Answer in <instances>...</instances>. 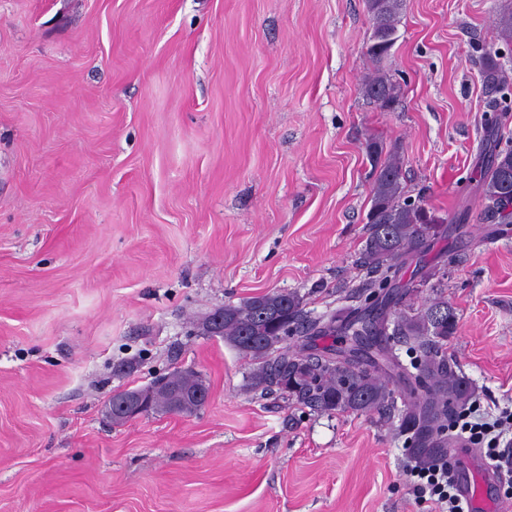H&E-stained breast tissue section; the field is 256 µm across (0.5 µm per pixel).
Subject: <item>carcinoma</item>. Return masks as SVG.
Listing matches in <instances>:
<instances>
[{
  "mask_svg": "<svg viewBox=\"0 0 512 512\" xmlns=\"http://www.w3.org/2000/svg\"><path fill=\"white\" fill-rule=\"evenodd\" d=\"M402 0H375L367 4L376 10L380 28L396 40ZM497 39L512 43V12L497 19ZM392 45L380 42L367 46L366 54L376 66L375 75L364 87L370 104L390 110L400 89L381 64ZM500 51L484 49L481 77L489 89L501 94L502 111L512 108L505 90L508 79L499 61ZM372 185L367 213V236L361 263L379 276L392 272L397 277L411 257L430 248L437 235L425 222L422 201L406 196L402 183V162L398 154L384 151L383 143L368 144ZM478 190L486 204L487 217L499 224H512V148L493 152L480 174ZM408 285L394 284L380 313L371 320H347L335 315L317 327L303 319L300 297L293 292H276L250 297L238 305L224 306V341L242 354L260 362L252 376L255 387L277 390L287 399L321 413L351 412L371 414L394 407L393 393L380 377L387 368L404 385L406 395L399 410V427L407 435L406 451L421 466L448 458V429L474 397V388L448 363L444 342L457 330L455 309L446 299L414 306L407 301ZM311 342L319 336L342 333L343 349L313 348L301 354L288 349L270 355L285 340L283 328ZM369 336H383L409 345L413 353L410 367L394 361L386 347H373Z\"/></svg>",
  "mask_w": 512,
  "mask_h": 512,
  "instance_id": "1",
  "label": "carcinoma"
}]
</instances>
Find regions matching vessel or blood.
I'll return each instance as SVG.
<instances>
[{
    "label": "vessel or blood",
    "mask_w": 512,
    "mask_h": 512,
    "mask_svg": "<svg viewBox=\"0 0 512 512\" xmlns=\"http://www.w3.org/2000/svg\"><path fill=\"white\" fill-rule=\"evenodd\" d=\"M448 465L470 512H512V505L494 500L498 473L477 450L462 441L448 451Z\"/></svg>",
    "instance_id": "1"
}]
</instances>
